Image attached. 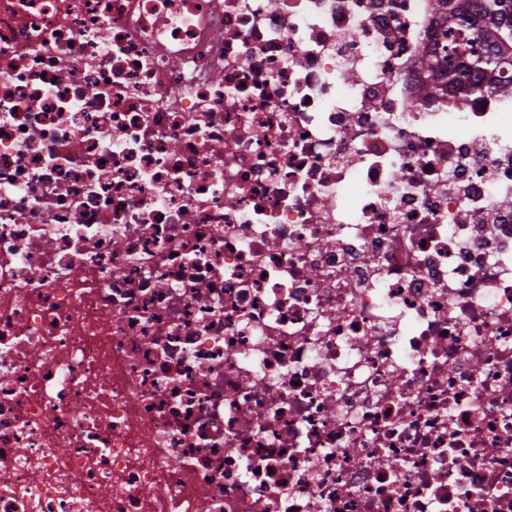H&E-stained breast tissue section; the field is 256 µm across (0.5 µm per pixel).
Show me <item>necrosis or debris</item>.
<instances>
[{
    "label": "necrosis or debris",
    "instance_id": "obj_1",
    "mask_svg": "<svg viewBox=\"0 0 512 512\" xmlns=\"http://www.w3.org/2000/svg\"><path fill=\"white\" fill-rule=\"evenodd\" d=\"M435 0H0V512H512V95Z\"/></svg>",
    "mask_w": 512,
    "mask_h": 512
}]
</instances>
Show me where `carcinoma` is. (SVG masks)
Listing matches in <instances>:
<instances>
[{"label": "carcinoma", "mask_w": 512, "mask_h": 512, "mask_svg": "<svg viewBox=\"0 0 512 512\" xmlns=\"http://www.w3.org/2000/svg\"><path fill=\"white\" fill-rule=\"evenodd\" d=\"M448 24L443 52L423 48L436 80L459 71L505 73L512 67V0H437Z\"/></svg>", "instance_id": "cac0c4a2"}]
</instances>
